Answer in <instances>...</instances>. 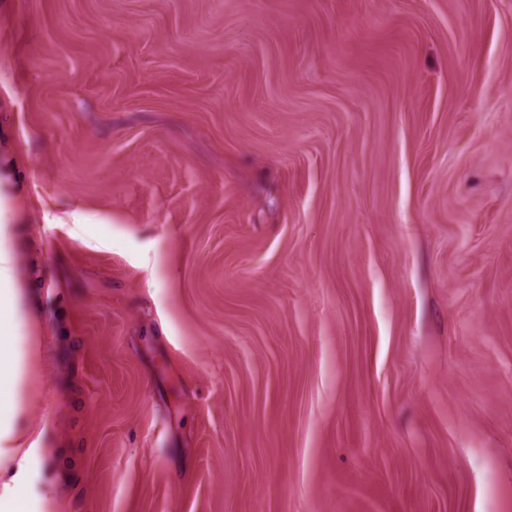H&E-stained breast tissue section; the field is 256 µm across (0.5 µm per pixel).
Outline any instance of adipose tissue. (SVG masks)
I'll list each match as a JSON object with an SVG mask.
<instances>
[{
	"mask_svg": "<svg viewBox=\"0 0 512 512\" xmlns=\"http://www.w3.org/2000/svg\"><path fill=\"white\" fill-rule=\"evenodd\" d=\"M13 213V200L0 192V473H12L0 481V512H65L64 501L55 496L31 499L23 481L32 463L49 451L38 436L16 429L35 394L41 349L25 312L31 297L29 271L10 246L7 218Z\"/></svg>",
	"mask_w": 512,
	"mask_h": 512,
	"instance_id": "1",
	"label": "adipose tissue"
}]
</instances>
